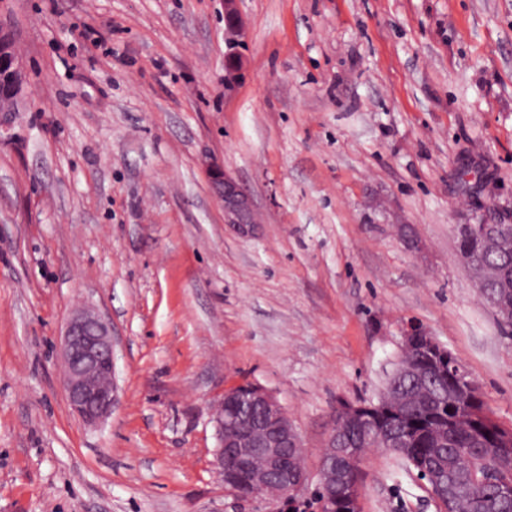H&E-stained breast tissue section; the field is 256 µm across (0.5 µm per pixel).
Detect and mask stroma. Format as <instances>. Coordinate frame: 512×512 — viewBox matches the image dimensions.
<instances>
[{"label":"stroma","mask_w":512,"mask_h":512,"mask_svg":"<svg viewBox=\"0 0 512 512\" xmlns=\"http://www.w3.org/2000/svg\"><path fill=\"white\" fill-rule=\"evenodd\" d=\"M0 0L28 65L0 137V512H270L212 466V403L285 407L309 474L339 402L377 398L407 323L512 426V330L458 224L512 222V0ZM94 28L95 47L82 35ZM224 166L261 224L224 223ZM112 325L116 402L72 414V309ZM362 512H435L367 454ZM224 18L226 21L228 55L234 59L235 73H237L242 66V59L237 52V48L244 42V28L240 18L238 0H224Z\"/></svg>","instance_id":"obj_1"}]
</instances>
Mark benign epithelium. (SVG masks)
<instances>
[{
    "label": "benign epithelium",
    "instance_id": "1",
    "mask_svg": "<svg viewBox=\"0 0 512 512\" xmlns=\"http://www.w3.org/2000/svg\"><path fill=\"white\" fill-rule=\"evenodd\" d=\"M224 18L229 56L234 59L235 68L238 69L242 66V59L237 48L244 42L239 0H224ZM25 81L26 67L24 60L14 50V36L0 26V83L12 85L10 90L0 92L1 133L9 128L8 117L19 111ZM207 176L214 192L224 203V223L241 236L254 235L258 228L257 218L249 196L239 183L215 163L207 166ZM401 351L440 358L451 355L422 327L414 324H408L402 330ZM60 356L64 364L63 391L69 408L90 426L103 422L112 413L116 399L112 379V326L91 310L72 312L61 335ZM228 400L258 408L261 419L225 422L224 403ZM337 412L343 419L369 416L381 422L395 414L396 409L393 408L392 398L383 393L372 406L342 402ZM487 421L493 439L507 447L511 446L512 430L503 428L490 416ZM213 422L217 439L213 466L227 490L243 501L257 499L272 504V512H288V491H305L310 477L288 471V454H300L303 448L287 411L275 395L257 383L233 385L224 390ZM322 454L329 464L319 470L317 486L334 496L336 485H341L340 500L351 510L359 508L358 480L364 474V458L360 451L341 447L336 438V428L333 427ZM254 458L263 461L265 479L259 487L245 492L236 488V471ZM432 502L436 512H454L453 493L447 485H438V494L433 496Z\"/></svg>",
    "mask_w": 512,
    "mask_h": 512
}]
</instances>
